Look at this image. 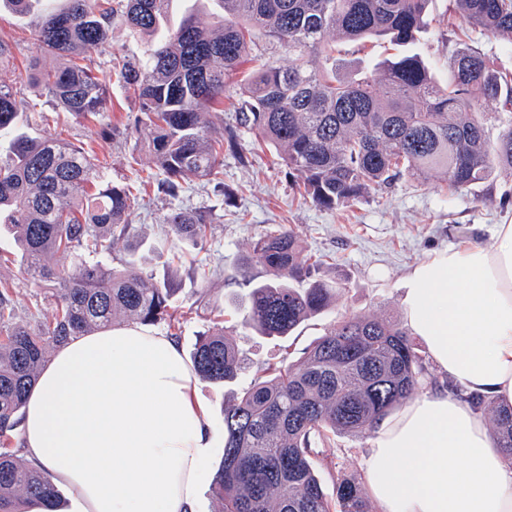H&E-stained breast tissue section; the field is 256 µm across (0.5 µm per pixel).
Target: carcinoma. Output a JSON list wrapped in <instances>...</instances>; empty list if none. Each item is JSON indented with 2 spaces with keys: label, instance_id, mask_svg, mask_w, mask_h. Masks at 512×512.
<instances>
[{
  "label": "carcinoma",
  "instance_id": "carcinoma-1",
  "mask_svg": "<svg viewBox=\"0 0 512 512\" xmlns=\"http://www.w3.org/2000/svg\"><path fill=\"white\" fill-rule=\"evenodd\" d=\"M40 2L0 0V7L31 16L38 49L51 59L52 67L28 74L29 89L79 120L105 111L112 76L84 60L108 42L112 23L145 39L142 59L114 68L139 112L131 134L147 144L163 175L160 188L173 199L192 177L222 184L224 151L242 152L232 128L214 139L218 116L210 107L224 98L256 28L294 58L286 67L269 61L240 85L238 125L279 151L315 206L332 210L403 176L426 185L441 175L455 193L512 168V120L491 143L481 111L491 101L512 114V76L460 44L441 82L410 50L428 25L431 0H217V33L189 17L167 27L171 0H66L31 12ZM452 10L469 27L512 36V0H452ZM330 34L345 41L387 36L401 51L377 80L328 64L336 52ZM18 103V92L0 84V133L15 134L12 154L0 159V225L13 230L27 279L55 287V308L33 326L15 320L0 296L1 446L57 347L110 327L118 313L144 326L174 321L170 281L134 263H105L114 232L129 223L130 188L112 183L74 143L16 132ZM164 223L179 241L206 240L207 220L193 210L174 208ZM309 260L286 230L258 239L243 275L260 264L276 278L253 285L242 305L245 324L284 337L328 312L336 282L310 279ZM192 365L217 385L235 378L241 361L224 327L201 335ZM424 374L416 344L395 321L362 313L335 321L298 363L268 369L224 404V453L210 486L222 512H371L358 479L340 470L334 495L325 493L315 444L370 435ZM495 422L512 459V410L496 409ZM56 500L45 471L0 450V512H53Z\"/></svg>",
  "mask_w": 512,
  "mask_h": 512
}]
</instances>
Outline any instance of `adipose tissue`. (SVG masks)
<instances>
[{"label": "adipose tissue", "mask_w": 512, "mask_h": 512, "mask_svg": "<svg viewBox=\"0 0 512 512\" xmlns=\"http://www.w3.org/2000/svg\"><path fill=\"white\" fill-rule=\"evenodd\" d=\"M401 307L437 370L512 406V224L404 278ZM179 345L136 325L58 347L27 396L22 455L83 512H196L211 451ZM378 512H512V463L482 410L430 388L379 421L363 461Z\"/></svg>", "instance_id": "obj_1"}]
</instances>
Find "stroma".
Returning <instances> with one entry per match:
<instances>
[{
	"label": "stroma",
	"mask_w": 512,
	"mask_h": 512,
	"mask_svg": "<svg viewBox=\"0 0 512 512\" xmlns=\"http://www.w3.org/2000/svg\"><path fill=\"white\" fill-rule=\"evenodd\" d=\"M430 26L417 48L438 77L448 74V59L457 42L482 54L490 66L512 73V43L496 34L471 29L449 13L448 0H431ZM0 45L9 60L0 66V82L23 88L39 53L29 18L0 12ZM337 57L346 69L366 71L391 58L394 48L386 39L342 43ZM139 59L143 43L121 23H113L109 42L91 54L96 67L108 69L112 54ZM238 96L227 88L221 104L225 126L234 127L242 154L225 153L224 187L186 182L179 199L166 196L157 182L161 177L146 147L130 135L136 115L134 101L122 80L109 83L106 110L99 120L78 122L41 102L44 115L32 135L46 132L91 149L113 182L139 191L130 224L115 240L109 257L118 267L138 255L156 278H173L174 304L182 315L175 338L184 355H191L200 332L221 316L224 332L240 353L237 377L221 386L199 381L197 395L206 406L214 447L207 464L215 474L224 446V400L248 387L267 366L294 364L305 350L329 329L336 316L362 312L402 320L403 276L409 266L448 245L467 240H488L493 225L512 222V170L495 172L488 181L449 193L444 181L422 185L403 177L390 186L371 191L348 206L325 210L305 201L275 149L259 143L254 134L237 126ZM182 206L203 212L211 223L204 248L173 240L163 222L172 208ZM290 231L318 258L313 278L336 280L341 290L334 312L316 316L286 337L257 335L242 324L239 304L250 282H267L273 275L253 265L242 276L240 265L252 243L275 227ZM0 293L11 302L17 319L36 323L50 317L52 300L42 286L26 282L21 256L12 239L0 230ZM364 438L339 437L318 446L317 463L325 492L334 480L327 467L336 462L345 474L363 477L360 456Z\"/></svg>",
	"instance_id": "1"
}]
</instances>
